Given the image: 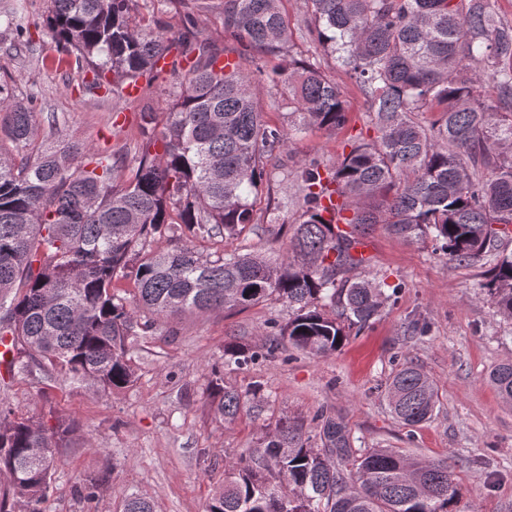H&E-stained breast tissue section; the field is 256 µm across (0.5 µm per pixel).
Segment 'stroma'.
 I'll use <instances>...</instances> for the list:
<instances>
[{"instance_id": "stroma-1", "label": "stroma", "mask_w": 512, "mask_h": 512, "mask_svg": "<svg viewBox=\"0 0 512 512\" xmlns=\"http://www.w3.org/2000/svg\"><path fill=\"white\" fill-rule=\"evenodd\" d=\"M25 3L32 45H17L13 33L0 27V82L14 98L36 96L38 135H52L61 146L135 150L141 113L164 118L182 71L161 75L134 99L82 91L83 74L59 63L43 28L48 0ZM280 7L289 22L291 55L335 80L349 122L336 132L308 126L293 134L282 156L268 165L254 207L259 219L277 208V222L269 231L228 241L230 251H286L302 214L300 164L315 158L335 165L354 136H377L360 87L317 43L303 38L311 18L306 0H281ZM195 16L216 52L236 53L238 43L224 32L222 0H198ZM280 63L267 55L244 61L243 70L253 79L263 121L284 127L287 100L274 79ZM367 242L368 272L395 287L381 316L331 355L316 357L284 344L275 356L225 368V385L243 391L259 384L265 396L258 408L244 402L234 419L216 415L208 373L223 366L226 342L251 349L271 334L272 322H286L288 310L280 302L159 323L155 335L136 342L137 381L120 391L0 372V399L16 414L43 418L49 427L59 416L79 423L58 454L43 512H122L132 493L149 500L154 512H204L224 483L226 462L258 447L269 421L288 415L307 422L320 410L344 420L355 447L449 461L460 488V512H512V408L488 381L496 364L512 359V321L484 300V266L449 262L433 242L400 238L381 224L371 227ZM413 321L425 324L426 333H408ZM406 362L421 366L438 394L433 419L417 426L399 422L385 398L387 381ZM90 479L99 488L96 500L86 503L76 490Z\"/></svg>"}]
</instances>
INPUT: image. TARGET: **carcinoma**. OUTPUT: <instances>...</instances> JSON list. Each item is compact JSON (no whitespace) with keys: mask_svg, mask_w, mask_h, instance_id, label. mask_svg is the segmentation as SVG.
Segmentation results:
<instances>
[{"mask_svg":"<svg viewBox=\"0 0 512 512\" xmlns=\"http://www.w3.org/2000/svg\"><path fill=\"white\" fill-rule=\"evenodd\" d=\"M147 17L130 0H50L47 24L62 60L92 73L88 88L112 72L130 84L159 75L175 55L187 69L163 130L147 113L132 159L52 136L35 141L33 101L0 86V343L10 375L105 392L135 381L128 344L156 335V325L186 314L242 310L267 300L288 304L276 343L327 356L379 317L390 298L385 280L363 273L352 250L374 224L406 240H431L458 264L488 266L482 288L512 320V26L492 0H309V30L360 85L377 137L359 139L336 167L316 159L300 172L302 222L278 256L204 253L197 240L224 243L252 230L265 167L290 143L266 124L250 78L228 70L196 28L192 0H157ZM183 10L182 25L163 24ZM23 0L5 15L18 41L28 34ZM224 32L251 59L287 54L289 28L279 0H224ZM292 127L334 131L348 107L319 68L288 59L280 72ZM492 81L497 103L480 99ZM417 112H436L427 129ZM170 233L181 244L155 252ZM130 280L119 295L114 282ZM260 352L224 344V365L238 368ZM512 404V360L488 375ZM207 390L215 410L233 419L261 387L224 385L213 370ZM390 412L403 424L430 420L437 407L431 378L404 363L386 387ZM73 418L45 427L0 403V512L10 501L42 512L58 449L77 429ZM262 446L225 465L224 485L206 512H450L460 497L448 462L389 448L358 452L345 423L322 411L305 426L283 416ZM123 512H153L130 494Z\"/></svg>","mask_w":512,"mask_h":512,"instance_id":"1","label":"carcinoma"}]
</instances>
